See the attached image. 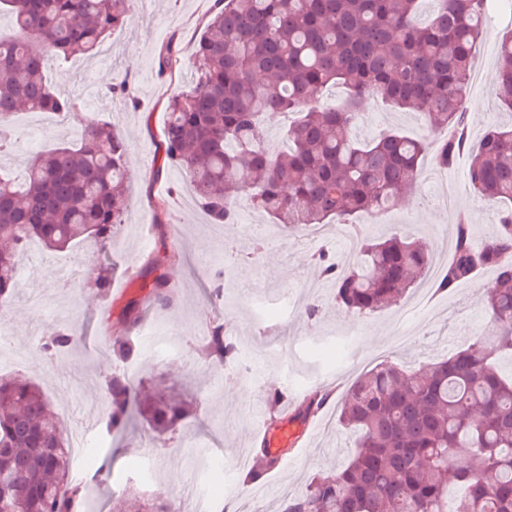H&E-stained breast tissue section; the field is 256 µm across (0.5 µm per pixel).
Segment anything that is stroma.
I'll use <instances>...</instances> for the list:
<instances>
[{
  "instance_id": "stroma-1",
  "label": "stroma",
  "mask_w": 512,
  "mask_h": 512,
  "mask_svg": "<svg viewBox=\"0 0 512 512\" xmlns=\"http://www.w3.org/2000/svg\"><path fill=\"white\" fill-rule=\"evenodd\" d=\"M210 5L211 0H133L124 26L105 41L107 55L48 58L45 75L51 89L72 100L74 108L52 117L43 134L18 135L14 146L0 154V169L20 176L29 156L74 141L82 123L94 118L106 121L129 143L128 214L111 247L120 264L108 294L85 284L84 271L100 261L92 244L49 251L33 243L19 255L17 293L9 313L0 317V330L15 351L14 363L0 365V375L38 383L68 428L90 426L93 448L87 461H74L73 482L92 484L101 465L110 467L105 485L89 497V512H112L113 500L127 492H162L172 512H193L196 495L211 482L223 486L211 512H223L227 498L240 496L248 500L246 512H278L281 488L301 493L314 477L343 468L354 454L356 437L340 423L337 399L357 377L385 360L407 366L440 361L466 348L490 325L484 299L494 270H481L445 295L433 289L452 254L433 234L443 222L434 199L452 193L456 214L468 218L478 244L492 234L500 210L471 192L470 155L443 170L425 162L424 179L409 192L414 206L396 204L369 225L367 232L374 237L423 236L434 257L427 276L400 305L368 317L339 306L328 294L315 301L316 316L305 311L312 302L308 287L319 280L310 239L343 264L356 254L346 246L339 225L268 237V219L253 209L245 191L231 223H210L195 202L188 175L163 164L167 99L196 76L195 45ZM506 30L500 18L487 19L475 48L479 77L468 88L464 105L475 144L489 128L512 122V113L500 107L495 94L498 43ZM172 40L178 54L171 71L163 73L159 54ZM123 79L132 100L108 97L112 84ZM362 112L357 129L362 139L388 127L413 137L427 129L423 115L373 101ZM152 259L176 289V300L166 309L144 302L141 272ZM216 269L224 272L230 297L225 305L211 298L209 276ZM136 302L144 314L134 330L139 352L117 365L105 338L125 331L126 313ZM218 322L241 345L236 361L219 362L201 353ZM65 327L80 333L82 343L67 354L46 355L41 349L45 338ZM117 370L143 385L164 382L190 406L191 416L166 435L142 422L122 440H113L103 380ZM317 385L330 388L333 400L318 410L297 446L284 451L277 468L258 483H244L267 426L260 406L268 392L281 386L293 399ZM210 456L232 464L230 477L205 466Z\"/></svg>"
}]
</instances>
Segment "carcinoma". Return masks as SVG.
Here are the masks:
<instances>
[{"mask_svg": "<svg viewBox=\"0 0 512 512\" xmlns=\"http://www.w3.org/2000/svg\"><path fill=\"white\" fill-rule=\"evenodd\" d=\"M130 0H0L14 32L0 35V154L11 147L21 110L62 113L74 103L58 97L42 74L45 58L90 55L124 23ZM215 0L196 46L198 76L168 104L163 163L190 178L198 207L213 224H226L247 181L254 209L296 233L315 224H351L377 216L418 180L429 152L441 168L469 146L463 99L483 34L485 0ZM496 94L512 112V32L499 43ZM346 89L333 107L317 104L328 85ZM375 99L393 110L420 112L428 136L387 128L360 140L359 111ZM283 148L266 144V124L282 114ZM454 128L450 139L434 134ZM127 145L109 124L90 120L79 142L35 154L18 180L0 173V314L17 285L16 258L31 240L50 250L91 242L106 255L124 223ZM471 190L483 201H512V125L483 137L469 167ZM322 276L336 303L362 316L405 295L430 267L427 243L407 236L360 234L352 263L341 267L321 253ZM491 267L496 282L485 307L491 332L431 365L407 370L380 363L358 377L340 403L341 424L356 433L348 464L314 478L280 512H512V376L498 359L512 357V209L499 212L486 244L471 224L456 220L451 258L436 279L446 294ZM94 285L110 287L112 268L93 271ZM153 306L175 301L162 274L148 284ZM73 330L42 343L50 354L78 346ZM112 357L137 355L134 337L111 336ZM229 361L238 346L212 327L203 349ZM111 432L121 435L145 419L157 433L188 416L176 399L137 387L124 374L104 381ZM331 392L303 395L294 416L310 418ZM470 456L450 465L456 449ZM280 463L263 450L247 479ZM67 429L33 381L0 378V512H85L88 487L71 483ZM120 512H170L158 494L133 496Z\"/></svg>", "mask_w": 512, "mask_h": 512, "instance_id": "cac0c4a2", "label": "carcinoma"}]
</instances>
